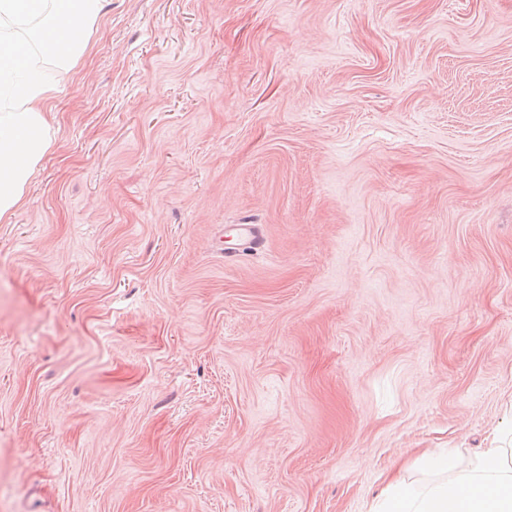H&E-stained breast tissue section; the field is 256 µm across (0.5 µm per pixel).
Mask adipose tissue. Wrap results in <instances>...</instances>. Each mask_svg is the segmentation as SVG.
<instances>
[{"instance_id": "obj_1", "label": "adipose tissue", "mask_w": 512, "mask_h": 512, "mask_svg": "<svg viewBox=\"0 0 512 512\" xmlns=\"http://www.w3.org/2000/svg\"><path fill=\"white\" fill-rule=\"evenodd\" d=\"M105 0H0V222L22 206L27 185L50 152L47 103L53 83L30 59L39 49L57 65L75 64ZM373 512H512V462L500 438L470 472L415 491L393 482Z\"/></svg>"}]
</instances>
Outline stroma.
I'll list each match as a JSON object with an SVG mask.
<instances>
[{"label": "stroma", "mask_w": 512, "mask_h": 512, "mask_svg": "<svg viewBox=\"0 0 512 512\" xmlns=\"http://www.w3.org/2000/svg\"><path fill=\"white\" fill-rule=\"evenodd\" d=\"M44 73L0 512H371L512 432V0H106ZM237 244L231 248H224V229L215 237V253L224 255L225 260H234L245 251H257L263 244V234L259 224H234L231 229Z\"/></svg>", "instance_id": "1"}]
</instances>
